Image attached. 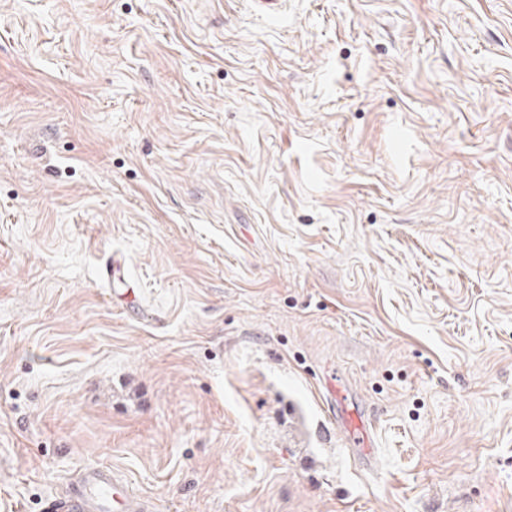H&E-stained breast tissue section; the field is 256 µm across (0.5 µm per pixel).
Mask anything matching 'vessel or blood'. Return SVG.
<instances>
[{"label": "vessel or blood", "mask_w": 512, "mask_h": 512, "mask_svg": "<svg viewBox=\"0 0 512 512\" xmlns=\"http://www.w3.org/2000/svg\"><path fill=\"white\" fill-rule=\"evenodd\" d=\"M323 398L333 407L336 425L357 441L364 466H371L374 448L366 419L356 406V396L342 377L327 380ZM46 512H153L148 498L135 491L115 468L85 466L69 477L64 492L50 500Z\"/></svg>", "instance_id": "obj_1"}]
</instances>
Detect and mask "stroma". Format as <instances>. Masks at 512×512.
<instances>
[{"label":"stroma","mask_w":512,"mask_h":512,"mask_svg":"<svg viewBox=\"0 0 512 512\" xmlns=\"http://www.w3.org/2000/svg\"><path fill=\"white\" fill-rule=\"evenodd\" d=\"M101 463L155 512H512V0H0V512ZM334 379H327L323 398L327 408L336 416V427L345 430L349 435L358 440L355 444L362 456L363 464L370 468L373 461L374 448L370 441L371 431L365 416L355 406L356 396L338 373L333 374ZM336 406V412H335Z\"/></svg>","instance_id":"obj_1"}]
</instances>
